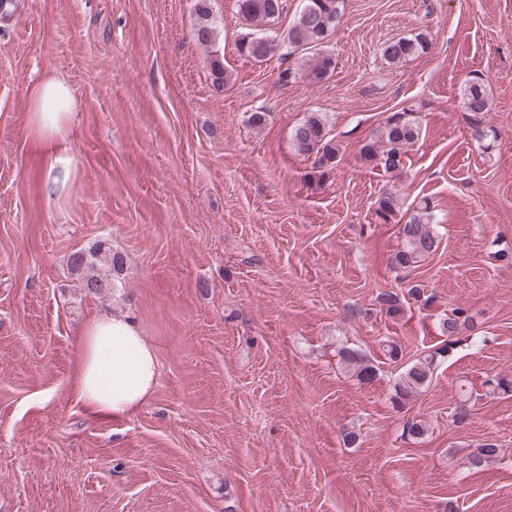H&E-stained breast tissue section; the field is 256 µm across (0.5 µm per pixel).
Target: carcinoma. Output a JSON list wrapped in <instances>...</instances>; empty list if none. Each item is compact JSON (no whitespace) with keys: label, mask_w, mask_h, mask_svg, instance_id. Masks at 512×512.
Returning <instances> with one entry per match:
<instances>
[{"label":"carcinoma","mask_w":512,"mask_h":512,"mask_svg":"<svg viewBox=\"0 0 512 512\" xmlns=\"http://www.w3.org/2000/svg\"><path fill=\"white\" fill-rule=\"evenodd\" d=\"M347 0H302L293 22L281 36H266L248 33L238 41V51L249 58L264 61L283 48L305 47L314 53L305 61L304 73L315 83L327 79L336 68V57L325 49L326 39L335 26L324 27L321 19L325 15L336 17L341 22ZM239 13L255 26L273 23L287 13V0H237ZM199 21L193 29L196 42L208 47L215 42L216 30L209 19L206 7H198ZM431 49L428 35L420 32L410 37L403 36L384 44L383 57L392 65H402L407 61L426 54ZM463 103L470 117L471 136L490 149L496 140V133L486 124V116L491 111L489 94L477 80L466 83ZM419 108L411 105L391 113L386 117L377 136L363 144L361 153L365 160L382 167L385 172L394 173L404 168V156L420 140L422 126L417 117ZM293 143L297 152L312 161L306 177L322 182L336 166L338 148L326 120L316 114L308 115L293 132ZM402 203L394 191H385L375 202L374 217L380 224H391L400 218L399 235L403 248L393 257V266L399 270H409L422 259L435 253L440 245L435 231L434 205L423 200L413 212L405 217L400 214ZM123 257L112 252L107 243L98 241L87 250L70 254L68 266L71 274L77 276L80 286L88 289L97 287L95 295L100 296L114 291L115 278L123 271ZM411 298L414 302L427 305V296L418 284H408L407 296L395 291L380 293L379 302L389 315L397 316L403 311V301ZM472 329V316L464 308H456L452 314L441 318L439 329L446 337L441 349L424 355L407 364L395 386L393 403L401 404L413 393L429 386L433 379L437 358L443 357L459 342L462 329ZM341 361L354 369L361 381L375 377L376 369L357 351L349 348L339 350Z\"/></svg>","instance_id":"cac0c4a2"}]
</instances>
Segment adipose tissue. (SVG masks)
Instances as JSON below:
<instances>
[{"mask_svg": "<svg viewBox=\"0 0 512 512\" xmlns=\"http://www.w3.org/2000/svg\"><path fill=\"white\" fill-rule=\"evenodd\" d=\"M75 108L63 81L48 78L32 93L30 126L47 155L43 188L56 198L75 177L74 157L66 142ZM159 360L137 324L124 314H98L85 325L74 391L87 409L108 417L135 413L153 393Z\"/></svg>", "mask_w": 512, "mask_h": 512, "instance_id": "adipose-tissue-1", "label": "adipose tissue"}]
</instances>
